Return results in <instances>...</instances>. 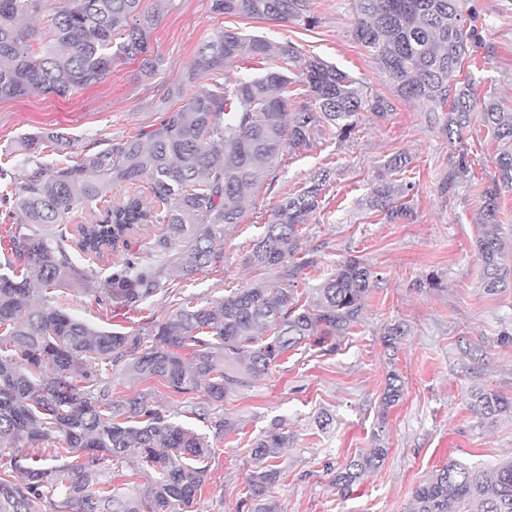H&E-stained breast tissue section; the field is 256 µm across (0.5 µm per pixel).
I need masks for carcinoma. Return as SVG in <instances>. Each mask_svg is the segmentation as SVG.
Here are the masks:
<instances>
[{
  "mask_svg": "<svg viewBox=\"0 0 512 512\" xmlns=\"http://www.w3.org/2000/svg\"><path fill=\"white\" fill-rule=\"evenodd\" d=\"M141 0H61L39 34L20 21L39 14L46 0H0V99L30 95L66 97L112 72V63L141 59L154 72L149 34L159 15L143 12ZM465 0H355L354 38L395 85L396 97L421 100L444 112L441 132L460 141L473 112L502 148L483 190L476 247L482 285L490 294L512 288V266L502 263L504 225L498 199L512 189V107L478 90L495 82L483 72H464V60L481 41L478 16ZM213 10L258 20H297L311 27L309 0H213ZM249 52L269 63L266 72L230 84L224 71ZM194 93L179 109L163 112L149 130L71 158L70 142L52 133L21 141L30 169L19 178L0 166L20 225L10 237L14 262L0 268V443L25 441L10 469H0V512H188L207 480L213 441L243 427L213 411L238 389L266 378L281 356L306 342L324 345L349 333L377 275L357 256L334 272L302 303L296 290L301 264L299 225L319 206L326 175L287 194L244 262L273 272L269 279L234 289L220 299L192 296L163 320L139 332L93 327L67 312L60 288L105 294L129 309L165 291L158 265L124 254L104 287L73 261L67 235L70 214L99 201L115 183L146 181L139 190L78 225V248L100 256L127 243L145 224H164L154 252L169 257L189 280L224 259V229L239 224L249 193L263 188L279 156L325 129L351 135L358 114L394 111L385 96L321 59H304L290 42H275L221 29L199 45L188 70ZM293 112H288V106ZM61 157L37 161L43 150ZM406 157L396 155L366 193L368 206L391 220L412 216L400 202L398 183ZM470 175L461 153L441 185L447 194ZM157 380L180 397V413L202 424L184 426L154 405L146 389L127 400L112 398V378ZM204 389L205 402L190 393ZM398 374H388L379 406L385 420L402 397ZM480 425L512 417V399L480 387L471 393ZM45 441L57 443L41 448ZM288 435L257 439L247 485L252 512H278L268 490L283 475L277 464ZM76 460H71V455ZM380 446L353 457L336 473L347 493L380 466ZM123 466L146 474V485L128 492L112 484ZM410 512H512V461L488 471L450 461L414 491Z\"/></svg>",
  "mask_w": 512,
  "mask_h": 512,
  "instance_id": "obj_1",
  "label": "carcinoma"
}]
</instances>
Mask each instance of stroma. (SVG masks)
<instances>
[{"mask_svg":"<svg viewBox=\"0 0 512 512\" xmlns=\"http://www.w3.org/2000/svg\"><path fill=\"white\" fill-rule=\"evenodd\" d=\"M318 22L269 21L213 11L212 0H142L161 14L149 36L156 61L152 77L139 61L117 60L104 79L62 98L26 96L0 100V161L18 166L16 150L28 133H60L81 151L156 124L162 112L178 109L174 89L186 76L198 46L214 32L238 29L288 41L302 56H315L363 79L369 93L393 97L394 84L353 36L354 0H309ZM484 26L483 42L465 68L495 76L493 93L512 106V0H472ZM395 100L396 109L379 117L363 111L346 142L315 133L308 145L285 151L271 186L248 199L242 223L224 232V259L198 273L192 287L173 267L164 270L165 293L134 311L70 293L71 314L95 326L132 332L146 319H163L186 292L217 299L233 288L266 278L243 259L283 199L320 171L329 180L319 208L300 225L303 269L298 291L318 285L338 261L359 256L376 273L360 320L334 350L311 346L288 352L259 383L224 400V412L243 420L240 433L215 441L208 479L191 512H251L245 503L248 478L256 465L254 440L283 423L290 435L280 464L285 476L271 489L279 512H409L413 492L448 460L487 468L512 460V419L479 426L469 409L473 386H488L512 398V288L490 295L481 286L475 248L482 183L494 171L499 142L480 118H473L462 141H448L425 104ZM467 153L473 177L455 193L440 186L453 160ZM402 154V173L413 219L388 222L368 209L365 194L382 164ZM406 329L397 350L387 349L386 326ZM404 384L391 409L383 442V463L352 492L341 494L337 471L354 455L375 445L380 398L389 373Z\"/></svg>","mask_w":512,"mask_h":512,"instance_id":"obj_1","label":"stroma"}]
</instances>
